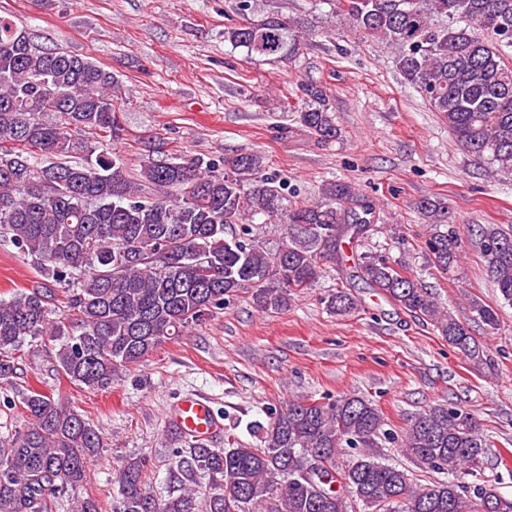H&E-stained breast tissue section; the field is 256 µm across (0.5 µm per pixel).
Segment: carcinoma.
I'll list each match as a JSON object with an SVG mask.
<instances>
[{
    "instance_id": "1",
    "label": "carcinoma",
    "mask_w": 512,
    "mask_h": 512,
    "mask_svg": "<svg viewBox=\"0 0 512 512\" xmlns=\"http://www.w3.org/2000/svg\"><path fill=\"white\" fill-rule=\"evenodd\" d=\"M339 15L359 32L394 44L396 64L448 124L458 144L512 175V0H336ZM224 40L250 55L290 59L300 51L302 26L276 11L248 15ZM116 74L88 57L43 49L0 16V239L32 258L66 294L36 287L0 299V381L16 369L15 354L49 336L58 341V370L73 384L108 390L129 367L180 336L241 291L263 313L288 307L291 296L320 277V261L343 240L370 230L374 205L355 184L332 181L322 200L290 204L282 185L261 177L264 157L241 151L216 164L201 156L153 159L137 176L98 145L68 129L101 138L122 132L112 92ZM296 122L321 142L339 130L323 88L303 83ZM442 203L426 198L418 210L433 227L426 241L433 267L458 265L464 242L440 224ZM262 215L280 223L282 245L264 250L249 237L226 236L227 226ZM479 249L500 299L512 305V231L478 225ZM358 277L401 310L428 321L471 362L486 350L466 324L441 307L416 276L363 253ZM338 316L358 310L338 288L326 300ZM472 312L488 328L497 313L477 301ZM18 406L24 428L0 433V512H51L55 500L86 479L102 437L78 411L38 391ZM379 407L358 395L334 401L297 400L275 411L261 446L233 441L199 445L180 457L192 478L207 479L199 496L190 485L158 501L147 491L148 460L127 459L118 476L113 512H512V501L477 476L492 447L466 408L436 404L412 420L401 437L417 466L448 475L421 485L383 461L385 429ZM353 454L342 461L343 449Z\"/></svg>"
}]
</instances>
